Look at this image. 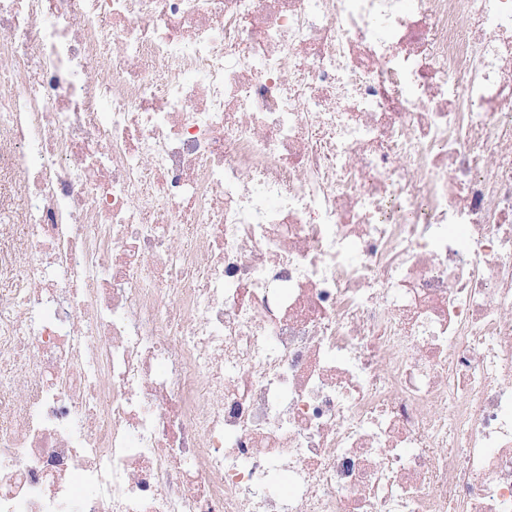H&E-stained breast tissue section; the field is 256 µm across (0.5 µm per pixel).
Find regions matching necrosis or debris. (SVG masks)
<instances>
[{"mask_svg": "<svg viewBox=\"0 0 512 512\" xmlns=\"http://www.w3.org/2000/svg\"><path fill=\"white\" fill-rule=\"evenodd\" d=\"M0 512H512V0H0Z\"/></svg>", "mask_w": 512, "mask_h": 512, "instance_id": "necrosis-or-debris-1", "label": "necrosis or debris"}]
</instances>
